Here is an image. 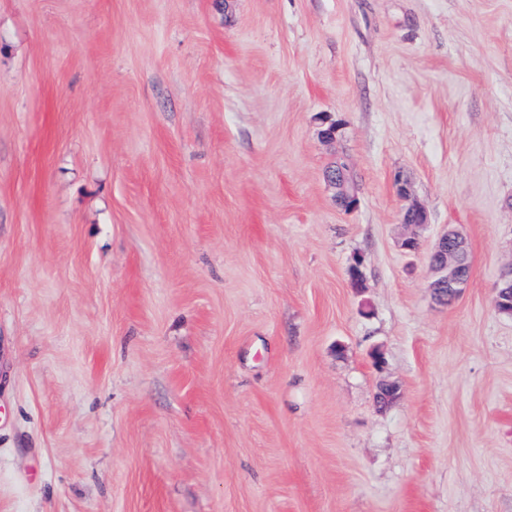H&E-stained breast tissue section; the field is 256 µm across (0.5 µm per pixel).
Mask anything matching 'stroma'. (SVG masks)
I'll return each mask as SVG.
<instances>
[{"instance_id": "obj_1", "label": "stroma", "mask_w": 512, "mask_h": 512, "mask_svg": "<svg viewBox=\"0 0 512 512\" xmlns=\"http://www.w3.org/2000/svg\"><path fill=\"white\" fill-rule=\"evenodd\" d=\"M511 266L512 0H0V512H512ZM339 170L336 166L327 171V180L331 187L336 191V202L344 207H355L357 204V192L354 183L348 175V166H341L338 163ZM463 244V236L450 230L439 238L431 254L430 265L435 274L431 288L436 300L442 304L456 300L468 286L469 271L462 252Z\"/></svg>"}]
</instances>
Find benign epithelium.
<instances>
[{
	"label": "benign epithelium",
	"instance_id": "benign-epithelium-1",
	"mask_svg": "<svg viewBox=\"0 0 512 512\" xmlns=\"http://www.w3.org/2000/svg\"><path fill=\"white\" fill-rule=\"evenodd\" d=\"M327 180L336 191V202L344 207H351L357 202L354 183L348 175V167L327 171ZM463 236L450 230L443 234L431 254L430 265L435 279L431 288L436 300L446 304L457 299L469 283L468 263L462 252ZM495 305L507 303L512 306V268L504 272L495 288Z\"/></svg>",
	"mask_w": 512,
	"mask_h": 512
}]
</instances>
